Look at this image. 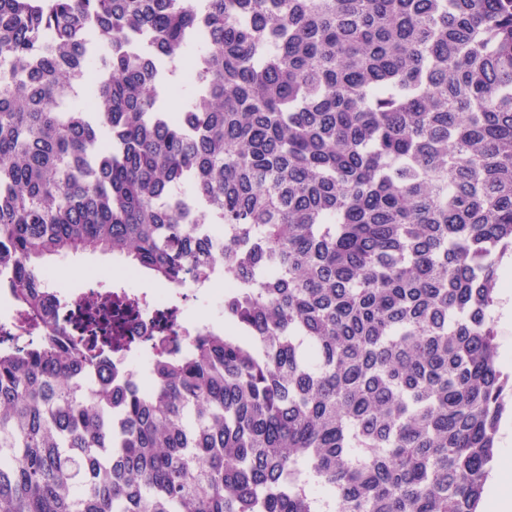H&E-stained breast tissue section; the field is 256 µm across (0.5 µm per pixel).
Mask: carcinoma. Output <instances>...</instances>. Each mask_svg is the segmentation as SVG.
Masks as SVG:
<instances>
[{"instance_id":"1","label":"carcinoma","mask_w":512,"mask_h":512,"mask_svg":"<svg viewBox=\"0 0 512 512\" xmlns=\"http://www.w3.org/2000/svg\"><path fill=\"white\" fill-rule=\"evenodd\" d=\"M88 252L222 268L224 333L122 387L112 321L61 335L40 281ZM506 253L512 0H0V275L37 332L0 341V512H476Z\"/></svg>"}]
</instances>
